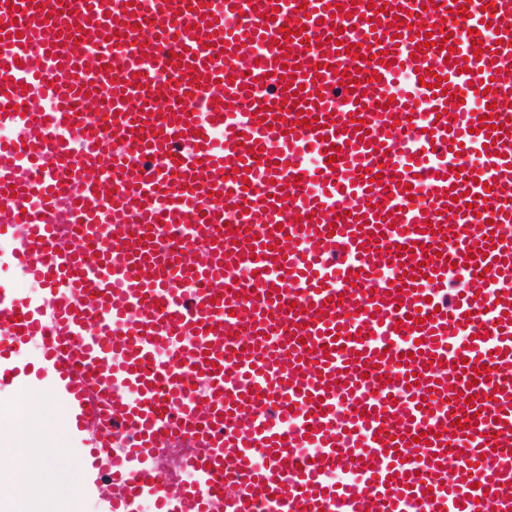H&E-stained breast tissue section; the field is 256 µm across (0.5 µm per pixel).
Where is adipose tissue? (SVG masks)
<instances>
[{"mask_svg":"<svg viewBox=\"0 0 512 512\" xmlns=\"http://www.w3.org/2000/svg\"><path fill=\"white\" fill-rule=\"evenodd\" d=\"M45 390L25 393L8 419L0 421V451L14 459L0 469V512H83L69 470L47 469V460L61 459L67 446V421L60 433L45 437Z\"/></svg>","mask_w":512,"mask_h":512,"instance_id":"obj_1","label":"adipose tissue"}]
</instances>
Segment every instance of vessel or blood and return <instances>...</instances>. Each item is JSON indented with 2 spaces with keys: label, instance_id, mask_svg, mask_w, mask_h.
Listing matches in <instances>:
<instances>
[{
  "label": "vessel or blood",
  "instance_id": "vessel-or-blood-1",
  "mask_svg": "<svg viewBox=\"0 0 512 512\" xmlns=\"http://www.w3.org/2000/svg\"><path fill=\"white\" fill-rule=\"evenodd\" d=\"M290 2L105 65L141 0H0V385L37 345L104 512H512V0ZM0 282L18 288L21 292L35 296L40 291V286L31 280H27L16 271L11 264L0 265Z\"/></svg>",
  "mask_w": 512,
  "mask_h": 512
}]
</instances>
